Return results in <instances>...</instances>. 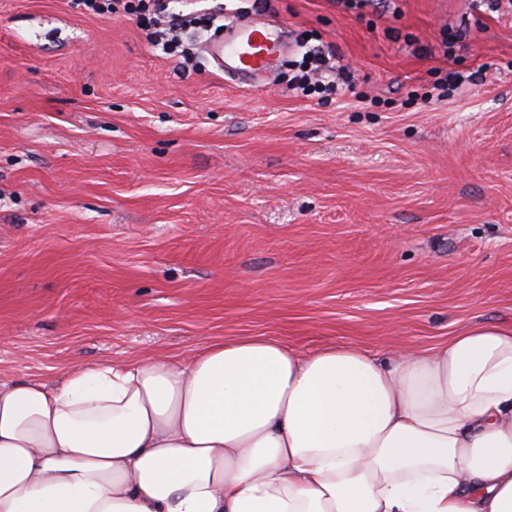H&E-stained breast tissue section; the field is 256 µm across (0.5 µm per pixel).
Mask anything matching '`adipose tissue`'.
<instances>
[{"label": "adipose tissue", "instance_id": "adipose-tissue-1", "mask_svg": "<svg viewBox=\"0 0 512 512\" xmlns=\"http://www.w3.org/2000/svg\"><path fill=\"white\" fill-rule=\"evenodd\" d=\"M0 512H512V325L0 381Z\"/></svg>", "mask_w": 512, "mask_h": 512}]
</instances>
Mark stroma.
<instances>
[{
	"label": "stroma",
	"instance_id": "35a3bbf8",
	"mask_svg": "<svg viewBox=\"0 0 512 512\" xmlns=\"http://www.w3.org/2000/svg\"><path fill=\"white\" fill-rule=\"evenodd\" d=\"M396 4L256 0L354 70L321 98L290 88L297 48L259 89L218 71L204 45L240 0H170L197 19L183 58L133 15L0 0V381L239 336L385 359L512 324V10Z\"/></svg>",
	"mask_w": 512,
	"mask_h": 512
}]
</instances>
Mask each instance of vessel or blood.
I'll return each mask as SVG.
<instances>
[{
    "instance_id": "obj_1",
    "label": "vessel or blood",
    "mask_w": 512,
    "mask_h": 512,
    "mask_svg": "<svg viewBox=\"0 0 512 512\" xmlns=\"http://www.w3.org/2000/svg\"><path fill=\"white\" fill-rule=\"evenodd\" d=\"M205 47L219 71L236 76L249 87L263 86L286 50L276 24L254 20L231 25L224 38L210 39Z\"/></svg>"
}]
</instances>
